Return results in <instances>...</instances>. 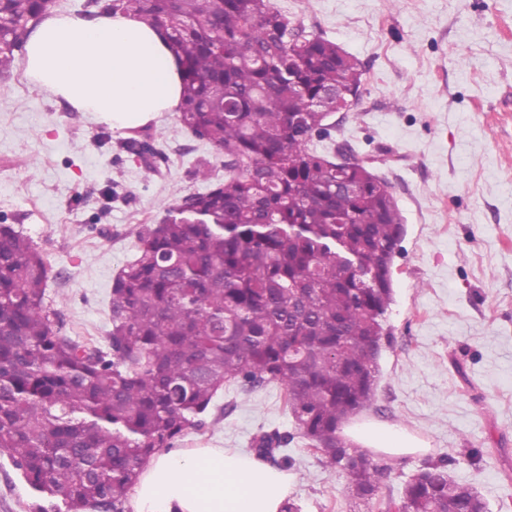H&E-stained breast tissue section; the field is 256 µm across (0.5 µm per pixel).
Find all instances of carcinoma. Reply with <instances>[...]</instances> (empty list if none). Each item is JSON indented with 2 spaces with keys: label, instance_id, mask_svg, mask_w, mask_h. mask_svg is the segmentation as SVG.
Wrapping results in <instances>:
<instances>
[{
  "label": "carcinoma",
  "instance_id": "cac0c4a2",
  "mask_svg": "<svg viewBox=\"0 0 512 512\" xmlns=\"http://www.w3.org/2000/svg\"><path fill=\"white\" fill-rule=\"evenodd\" d=\"M48 0H0V70ZM162 29L181 61L179 120L224 154V181L137 233L117 273L100 346L65 335L48 266L0 224V455L32 512H123L144 464L202 424L218 392L276 382L306 438L350 494L381 468L336 435L374 398L392 265L404 227L387 183L351 146L339 166L312 146L323 112L359 97V62L272 0H111ZM288 437L253 439L288 463ZM402 512H486L429 464Z\"/></svg>",
  "mask_w": 512,
  "mask_h": 512
}]
</instances>
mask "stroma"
<instances>
[{
	"instance_id": "1",
	"label": "stroma",
	"mask_w": 512,
	"mask_h": 512,
	"mask_svg": "<svg viewBox=\"0 0 512 512\" xmlns=\"http://www.w3.org/2000/svg\"><path fill=\"white\" fill-rule=\"evenodd\" d=\"M272 2L362 66L359 101L332 115L321 146L331 159L347 144L367 160L405 234L373 403L349 424L402 429L419 448L367 449L382 475L372 499H354L274 382L225 389L176 445L246 454L257 433L289 434L288 497L301 512H388L428 463L445 464L489 512H512V0ZM224 161L177 113L114 130L31 83L22 64L0 74V224L44 255L48 302L68 335H105L112 281L138 228L222 182ZM32 502L0 455V512Z\"/></svg>"
}]
</instances>
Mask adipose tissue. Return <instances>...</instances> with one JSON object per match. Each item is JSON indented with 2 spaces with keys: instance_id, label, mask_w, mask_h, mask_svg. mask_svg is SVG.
<instances>
[{
  "instance_id": "1",
  "label": "adipose tissue",
  "mask_w": 512,
  "mask_h": 512,
  "mask_svg": "<svg viewBox=\"0 0 512 512\" xmlns=\"http://www.w3.org/2000/svg\"><path fill=\"white\" fill-rule=\"evenodd\" d=\"M36 85L116 130L177 110L181 64L163 31L128 15L42 20L26 41ZM288 473L233 448H178L144 467L133 512H281Z\"/></svg>"
}]
</instances>
